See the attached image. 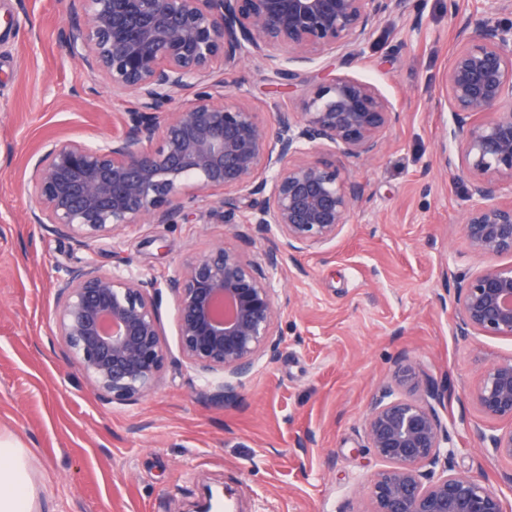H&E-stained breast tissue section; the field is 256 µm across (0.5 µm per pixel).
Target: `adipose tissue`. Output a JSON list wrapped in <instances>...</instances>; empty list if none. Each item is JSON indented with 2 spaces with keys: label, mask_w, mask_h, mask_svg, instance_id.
<instances>
[{
  "label": "adipose tissue",
  "mask_w": 512,
  "mask_h": 512,
  "mask_svg": "<svg viewBox=\"0 0 512 512\" xmlns=\"http://www.w3.org/2000/svg\"><path fill=\"white\" fill-rule=\"evenodd\" d=\"M0 512H39L27 450L13 442H0Z\"/></svg>",
  "instance_id": "adipose-tissue-1"
}]
</instances>
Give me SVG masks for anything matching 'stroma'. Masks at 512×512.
<instances>
[{
  "label": "stroma",
  "instance_id": "1",
  "mask_svg": "<svg viewBox=\"0 0 512 512\" xmlns=\"http://www.w3.org/2000/svg\"><path fill=\"white\" fill-rule=\"evenodd\" d=\"M22 8L0 0V440L29 449L41 512H190L203 486L223 484L238 512H366L377 462L362 446L363 422L405 354L448 381L457 471L512 503L503 464L485 459L471 433L481 417L463 399L484 367L512 357V337L462 339L440 304L455 276L512 263L473 254L462 234L467 175L449 170L444 136L448 0H410L405 14L383 17L352 64L329 54L288 81L246 55L225 73V93L265 122L278 106L301 111L318 84L344 75L374 83L400 113L377 156H336L362 201L334 242L274 272L279 348L230 404L183 358L170 294L160 304L166 358L145 397H100L56 336V262L66 253L106 268L123 259L165 279L209 243L261 246L245 244L235 225L186 220L131 226L75 250L26 223L29 158L48 140L110 134L126 104L102 80L95 95L74 98L79 76L57 40L63 0H29L27 18Z\"/></svg>",
  "mask_w": 512,
  "mask_h": 512
}]
</instances>
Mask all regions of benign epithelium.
Listing matches in <instances>:
<instances>
[{"instance_id":"1","label":"benign epithelium","mask_w":512,"mask_h":512,"mask_svg":"<svg viewBox=\"0 0 512 512\" xmlns=\"http://www.w3.org/2000/svg\"><path fill=\"white\" fill-rule=\"evenodd\" d=\"M59 41L67 63L129 103L112 135L93 144L48 141L24 191L27 221L78 246L138 224H177L186 204L220 194L200 224H235L267 247L257 258L214 243L181 273L160 280L92 261L61 266L56 335L102 397L136 399L157 385L166 352L159 297L177 309L182 356L226 402L256 363L273 360L280 307L270 273L285 258L333 242L358 207L360 187L324 158L377 155L399 113L372 83L337 77L303 111L279 107L264 123L224 95L215 77L243 53L282 78L339 51L348 63L380 18L405 0H67ZM512 0H487L460 22L445 75L452 115L448 156L468 173L463 236L480 255L512 254ZM191 93L189 100L182 99ZM456 332L512 337V264L455 281ZM452 393L409 358L398 360L370 403L364 447L379 467L366 512H512L484 482L458 473L441 412ZM465 398L485 419L474 427L484 457L512 464V359L485 367ZM228 488H205L195 512H214Z\"/></svg>"}]
</instances>
